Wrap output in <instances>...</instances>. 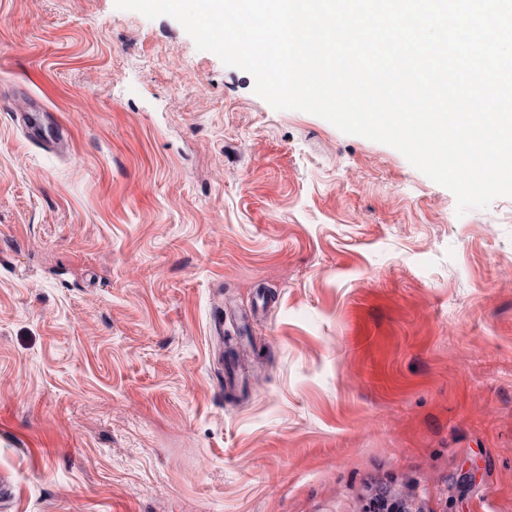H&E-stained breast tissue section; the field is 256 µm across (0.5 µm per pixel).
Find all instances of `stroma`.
<instances>
[{"label": "stroma", "instance_id": "stroma-1", "mask_svg": "<svg viewBox=\"0 0 512 512\" xmlns=\"http://www.w3.org/2000/svg\"><path fill=\"white\" fill-rule=\"evenodd\" d=\"M512 512V197L277 110L174 19L0 0V512Z\"/></svg>", "mask_w": 512, "mask_h": 512}]
</instances>
